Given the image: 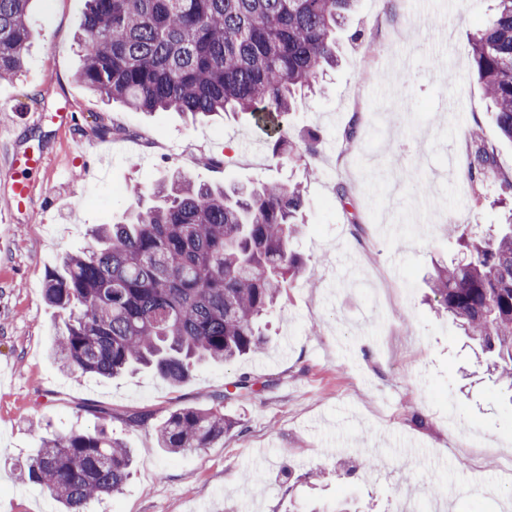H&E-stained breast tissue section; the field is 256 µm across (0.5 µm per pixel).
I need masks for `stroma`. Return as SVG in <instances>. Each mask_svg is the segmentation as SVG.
Returning <instances> with one entry per match:
<instances>
[{"label": "stroma", "instance_id": "obj_1", "mask_svg": "<svg viewBox=\"0 0 512 512\" xmlns=\"http://www.w3.org/2000/svg\"><path fill=\"white\" fill-rule=\"evenodd\" d=\"M84 4L31 0L25 71L0 80V212L9 152L45 158L28 174L34 210L0 223V512H55L20 464L46 432L102 423L135 465L94 512H396L404 497L419 512H507L512 392L424 301L434 265L462 257L449 225L489 233L512 214V143L468 53L495 0H357L336 70L288 117L294 134L320 135L319 153L278 164L246 113L193 123L89 90L78 76ZM474 133L498 171L478 205L467 178ZM210 156L221 166H204ZM176 170L226 186L302 184L290 247L305 269L262 324L266 351L199 364L180 385L145 368L112 379L64 371L48 275L86 246L89 228L136 209L134 189ZM243 373L253 392L227 395ZM193 405L220 409L232 428L210 448L167 453L157 428Z\"/></svg>", "mask_w": 512, "mask_h": 512}]
</instances>
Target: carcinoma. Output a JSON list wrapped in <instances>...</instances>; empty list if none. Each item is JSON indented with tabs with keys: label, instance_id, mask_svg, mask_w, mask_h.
Masks as SVG:
<instances>
[{
	"label": "carcinoma",
	"instance_id": "carcinoma-1",
	"mask_svg": "<svg viewBox=\"0 0 512 512\" xmlns=\"http://www.w3.org/2000/svg\"><path fill=\"white\" fill-rule=\"evenodd\" d=\"M355 0H85L79 78L101 98L195 119L246 112L272 137L271 161L314 152L315 134L288 125L297 92L336 66V29ZM30 0H0V78L21 71L33 29ZM473 69L512 141V0H498L469 41ZM468 176L495 177L494 152L472 140ZM153 204L91 230L63 258L45 298L65 313L63 366L112 378L142 365L180 384L200 361L264 349L261 319L302 261L290 249L305 199L297 186L249 190L195 184L179 172L147 189ZM463 258L435 270L430 301L475 341L489 370L512 384V223L460 235ZM232 422L212 407L173 412L157 429L172 455L209 448ZM132 449L106 428L51 433L20 468L61 512L120 491Z\"/></svg>",
	"mask_w": 512,
	"mask_h": 512
}]
</instances>
